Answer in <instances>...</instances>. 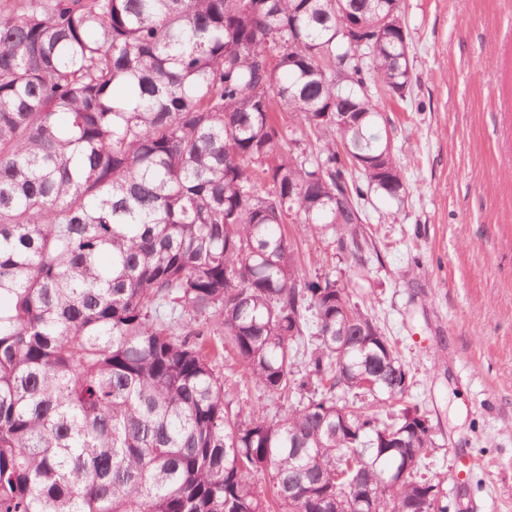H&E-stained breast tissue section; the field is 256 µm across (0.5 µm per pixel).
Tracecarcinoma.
Masks as SVG:
<instances>
[{"label": "carcinoma", "mask_w": 512, "mask_h": 512, "mask_svg": "<svg viewBox=\"0 0 512 512\" xmlns=\"http://www.w3.org/2000/svg\"><path fill=\"white\" fill-rule=\"evenodd\" d=\"M411 45L404 0H0V512H453L394 346L285 230L401 211ZM219 330L286 414L232 411Z\"/></svg>", "instance_id": "1"}]
</instances>
